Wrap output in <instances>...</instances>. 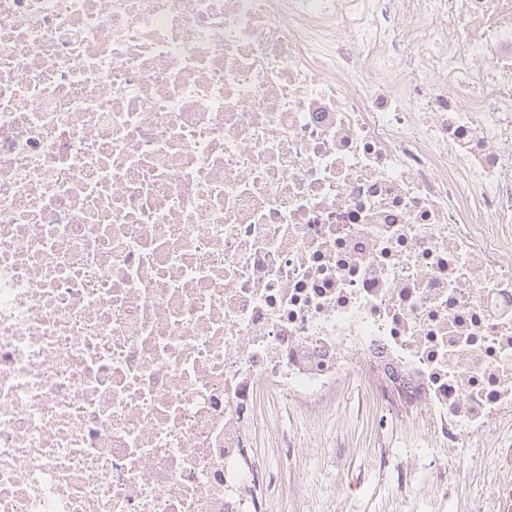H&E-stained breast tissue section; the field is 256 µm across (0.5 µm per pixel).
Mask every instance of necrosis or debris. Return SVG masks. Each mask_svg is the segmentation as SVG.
Here are the masks:
<instances>
[{"label": "necrosis or debris", "mask_w": 512, "mask_h": 512, "mask_svg": "<svg viewBox=\"0 0 512 512\" xmlns=\"http://www.w3.org/2000/svg\"><path fill=\"white\" fill-rule=\"evenodd\" d=\"M356 374L512 425V0H0V512H252Z\"/></svg>", "instance_id": "obj_1"}]
</instances>
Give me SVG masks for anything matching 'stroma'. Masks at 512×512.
<instances>
[{
	"instance_id": "35a3bbf8",
	"label": "stroma",
	"mask_w": 512,
	"mask_h": 512,
	"mask_svg": "<svg viewBox=\"0 0 512 512\" xmlns=\"http://www.w3.org/2000/svg\"><path fill=\"white\" fill-rule=\"evenodd\" d=\"M373 389L371 380L351 377L320 430L288 402L264 408L259 427L279 434L277 444L257 443L270 469L268 512H496L492 469L461 482L448 477L449 462L492 456L493 436L443 446L424 410L390 413Z\"/></svg>"
}]
</instances>
